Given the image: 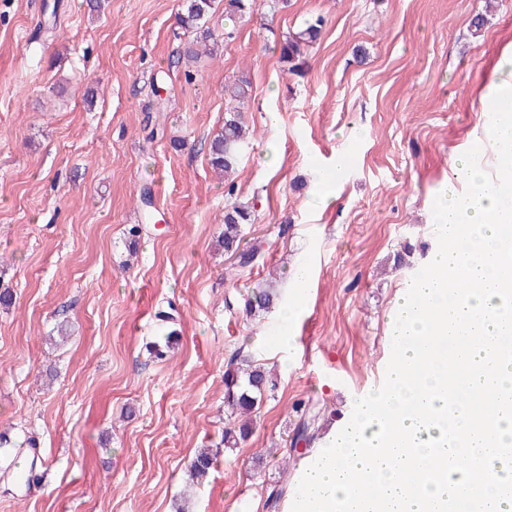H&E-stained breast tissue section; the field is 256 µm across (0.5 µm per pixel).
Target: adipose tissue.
I'll list each match as a JSON object with an SVG mask.
<instances>
[{
  "label": "adipose tissue",
  "mask_w": 512,
  "mask_h": 512,
  "mask_svg": "<svg viewBox=\"0 0 512 512\" xmlns=\"http://www.w3.org/2000/svg\"><path fill=\"white\" fill-rule=\"evenodd\" d=\"M492 160L484 168L458 160L453 176L467 194L441 196L435 221L448 225L428 273L411 283L392 321L401 338L385 390L368 395L350 423L318 448L310 468L295 479L291 512H343L358 502L371 512H439L452 500L465 512H512V357L499 355L512 337L502 308L512 290V202L493 171L512 169V51L497 66L486 93ZM455 341L435 353L433 338ZM449 383L462 399L455 424L441 419L448 406L439 387Z\"/></svg>",
  "instance_id": "obj_1"
}]
</instances>
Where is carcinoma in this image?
I'll list each match as a JSON object with an SVG mask.
<instances>
[{
  "instance_id": "obj_1",
  "label": "carcinoma",
  "mask_w": 512,
  "mask_h": 512,
  "mask_svg": "<svg viewBox=\"0 0 512 512\" xmlns=\"http://www.w3.org/2000/svg\"><path fill=\"white\" fill-rule=\"evenodd\" d=\"M215 0H186L184 13L179 15L182 28L191 31L199 28L213 10ZM321 20L309 24L307 28L293 36L281 48L282 57L293 62L300 53V42H314L320 35ZM250 82L241 79L224 86V96L228 105L224 116V130L210 141L209 157L212 168L229 173L236 168L242 146L248 139L249 128L242 117V109L248 98ZM255 220L249 206L232 202L224 211V230L222 239L224 251L235 257V264L244 269L254 264L258 251L241 247L244 240L243 226ZM278 293L264 288L253 293L245 303V313L251 317L274 308ZM275 381L261 364L252 356L238 352L229 361L224 371V447L237 448L247 442L252 432V414L259 408L265 393L273 390ZM320 415L306 408L296 427L295 438L311 445L319 436ZM214 457L207 451L198 453L190 465L191 479H203L210 473Z\"/></svg>"
}]
</instances>
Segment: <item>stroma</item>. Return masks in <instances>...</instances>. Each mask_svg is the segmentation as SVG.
Here are the masks:
<instances>
[{
  "label": "stroma",
  "instance_id": "obj_1",
  "mask_svg": "<svg viewBox=\"0 0 512 512\" xmlns=\"http://www.w3.org/2000/svg\"><path fill=\"white\" fill-rule=\"evenodd\" d=\"M89 4L0 0V469L16 473L0 512H271V488L314 459L291 450L295 405L331 430L386 384L390 311L441 244L434 213L512 48V0H255L234 22L217 0L192 33L184 0ZM318 19L291 71L285 36ZM196 39L214 55L191 64ZM241 76L254 136L227 181L208 145ZM233 200L261 247L240 271L219 238ZM268 285L303 293L294 318L245 317ZM161 311L179 338L157 360ZM240 351L277 385L230 450L224 371ZM203 448L217 460L194 483Z\"/></svg>",
  "mask_w": 512,
  "mask_h": 512
}]
</instances>
